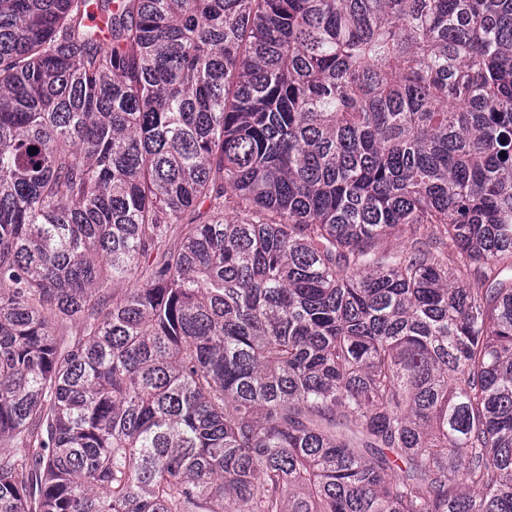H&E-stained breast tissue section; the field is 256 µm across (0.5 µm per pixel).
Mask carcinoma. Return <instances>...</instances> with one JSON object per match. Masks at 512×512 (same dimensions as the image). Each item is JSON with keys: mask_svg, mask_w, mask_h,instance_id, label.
Here are the masks:
<instances>
[{"mask_svg": "<svg viewBox=\"0 0 512 512\" xmlns=\"http://www.w3.org/2000/svg\"><path fill=\"white\" fill-rule=\"evenodd\" d=\"M0 512H512V0H0Z\"/></svg>", "mask_w": 512, "mask_h": 512, "instance_id": "1", "label": "carcinoma"}]
</instances>
